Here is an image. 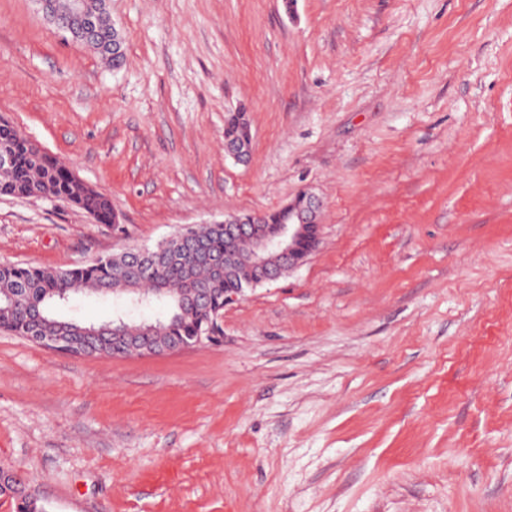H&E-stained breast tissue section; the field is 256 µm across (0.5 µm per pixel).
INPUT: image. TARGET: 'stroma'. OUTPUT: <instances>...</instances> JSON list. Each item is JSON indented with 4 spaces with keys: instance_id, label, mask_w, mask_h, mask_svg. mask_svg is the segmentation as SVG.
I'll return each mask as SVG.
<instances>
[{
    "instance_id": "35a3bbf8",
    "label": "stroma",
    "mask_w": 512,
    "mask_h": 512,
    "mask_svg": "<svg viewBox=\"0 0 512 512\" xmlns=\"http://www.w3.org/2000/svg\"><path fill=\"white\" fill-rule=\"evenodd\" d=\"M108 10L116 68L0 0V120L116 214L0 195V262L89 264L302 191L320 243L173 354L0 330V466L46 512H512V0ZM249 121L245 112H227L224 121V150L239 162L246 163L251 154V143L244 146L235 143L247 134ZM232 142V143H230Z\"/></svg>"
}]
</instances>
